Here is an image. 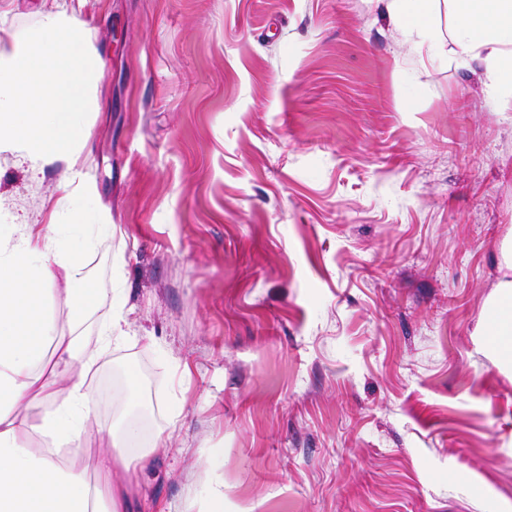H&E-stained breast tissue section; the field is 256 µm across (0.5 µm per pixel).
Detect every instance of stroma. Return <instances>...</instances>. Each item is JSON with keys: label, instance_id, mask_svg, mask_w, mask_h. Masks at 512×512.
I'll list each match as a JSON object with an SVG mask.
<instances>
[{"label": "stroma", "instance_id": "obj_1", "mask_svg": "<svg viewBox=\"0 0 512 512\" xmlns=\"http://www.w3.org/2000/svg\"><path fill=\"white\" fill-rule=\"evenodd\" d=\"M103 66L76 163L127 338L81 451L137 417L133 512H512V373L479 335L512 228V91L384 0H66ZM55 0H0V50ZM59 163L0 155L18 224ZM401 29L416 52L438 57L441 37L434 27L435 0H388Z\"/></svg>", "mask_w": 512, "mask_h": 512}]
</instances>
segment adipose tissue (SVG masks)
I'll return each instance as SVG.
<instances>
[{"instance_id":"1","label":"adipose tissue","mask_w":512,"mask_h":512,"mask_svg":"<svg viewBox=\"0 0 512 512\" xmlns=\"http://www.w3.org/2000/svg\"><path fill=\"white\" fill-rule=\"evenodd\" d=\"M434 0H389L416 52L437 56ZM452 35L461 51L483 62L489 93L512 90V0H451ZM101 58L83 37L75 11L59 6L38 27L0 51V154L44 170L72 161L86 146ZM69 225L14 224L0 231V512H125L121 486L97 488L76 453L83 448L96 406L87 377L124 333L121 296L103 301L90 285L88 255L112 236L92 198L59 185ZM501 276L481 318L480 333L493 339L497 365L512 366V229L500 247ZM63 287H56V279ZM67 311L68 337H60L49 303ZM108 311L95 335L83 323L100 305ZM54 346L55 360L45 358ZM40 410L33 429L17 424L20 406ZM39 436L42 447L30 444ZM141 428L126 420L112 429L93 466L98 474L129 472L132 456L147 457Z\"/></svg>"}]
</instances>
